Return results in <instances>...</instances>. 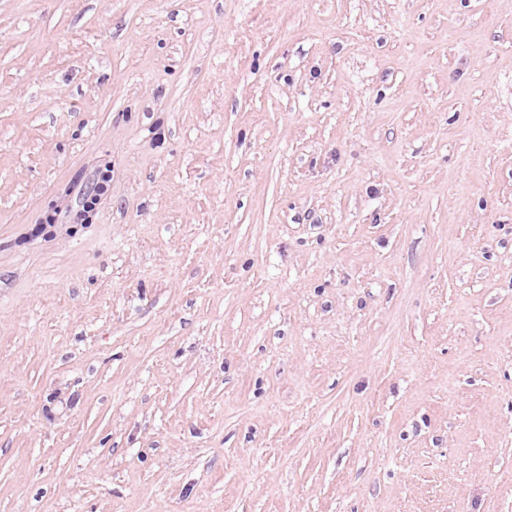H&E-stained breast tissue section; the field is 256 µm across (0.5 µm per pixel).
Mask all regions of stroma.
Here are the masks:
<instances>
[{"instance_id":"1","label":"stroma","mask_w":512,"mask_h":512,"mask_svg":"<svg viewBox=\"0 0 512 512\" xmlns=\"http://www.w3.org/2000/svg\"><path fill=\"white\" fill-rule=\"evenodd\" d=\"M508 85L512 0H0V512H512Z\"/></svg>"}]
</instances>
